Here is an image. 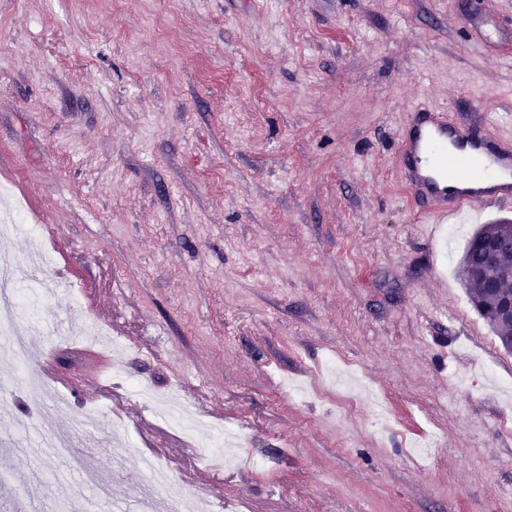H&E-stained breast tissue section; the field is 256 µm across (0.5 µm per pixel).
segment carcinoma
Here are the masks:
<instances>
[{"mask_svg": "<svg viewBox=\"0 0 512 512\" xmlns=\"http://www.w3.org/2000/svg\"><path fill=\"white\" fill-rule=\"evenodd\" d=\"M482 239H512V221L485 224L468 242L458 268L462 282L473 289L471 303L479 315L493 328L502 346L512 351V320L500 316V307L512 297V248L504 246L493 263L486 262L485 254L474 247Z\"/></svg>", "mask_w": 512, "mask_h": 512, "instance_id": "1", "label": "carcinoma"}]
</instances>
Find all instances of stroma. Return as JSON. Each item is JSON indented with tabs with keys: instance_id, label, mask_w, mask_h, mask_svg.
<instances>
[{
	"instance_id": "obj_1",
	"label": "stroma",
	"mask_w": 512,
	"mask_h": 512,
	"mask_svg": "<svg viewBox=\"0 0 512 512\" xmlns=\"http://www.w3.org/2000/svg\"><path fill=\"white\" fill-rule=\"evenodd\" d=\"M421 102L512 135V0H0V185L23 219L0 251L48 256L14 278L38 286L18 325L37 358H0L22 483L0 512L96 501L17 425L27 370L131 510L148 455L210 512H512V352L457 275L512 201L449 241L418 223L398 142ZM70 322L120 367L96 375ZM145 384L239 447L208 454Z\"/></svg>"
}]
</instances>
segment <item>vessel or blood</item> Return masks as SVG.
<instances>
[{"mask_svg":"<svg viewBox=\"0 0 512 512\" xmlns=\"http://www.w3.org/2000/svg\"><path fill=\"white\" fill-rule=\"evenodd\" d=\"M405 197L425 224L512 200V137L481 134L447 109L414 106L401 138Z\"/></svg>","mask_w":512,"mask_h":512,"instance_id":"obj_1","label":"vessel or blood"}]
</instances>
